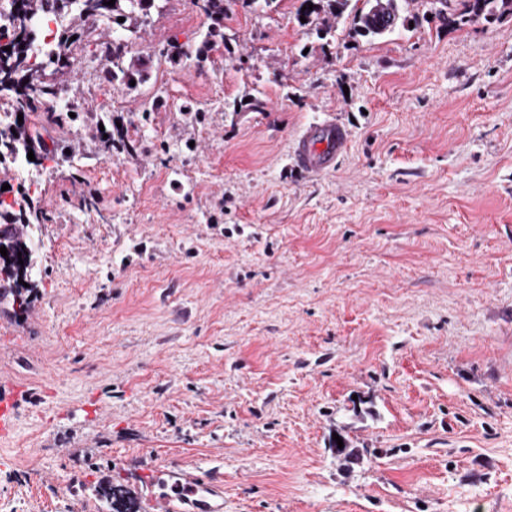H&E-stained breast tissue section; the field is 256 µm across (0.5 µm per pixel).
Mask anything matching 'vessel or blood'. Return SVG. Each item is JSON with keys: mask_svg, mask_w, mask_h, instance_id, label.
<instances>
[{"mask_svg": "<svg viewBox=\"0 0 512 512\" xmlns=\"http://www.w3.org/2000/svg\"><path fill=\"white\" fill-rule=\"evenodd\" d=\"M350 135L347 128L334 120H326L304 128L296 137L289 160L294 168L307 173H323L335 168L336 161L347 153ZM156 476L178 474L185 485L203 491L204 497L185 509L175 503L174 497L165 494H148L147 512H223L218 500L224 495V481L219 471L202 475L190 470L157 464Z\"/></svg>", "mask_w": 512, "mask_h": 512, "instance_id": "b4317fda", "label": "vessel or blood"}]
</instances>
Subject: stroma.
<instances>
[{"mask_svg":"<svg viewBox=\"0 0 512 512\" xmlns=\"http://www.w3.org/2000/svg\"><path fill=\"white\" fill-rule=\"evenodd\" d=\"M300 4L238 0L202 62L194 0L65 9L73 106L0 163L42 216L0 306V512H96L104 475L145 512L149 455L221 466L223 512H512V16L402 0L416 23L367 39L351 0L325 41ZM107 41L146 82L112 86ZM332 114L335 169L285 166ZM109 1L110 0H76V2H81V14L107 17L112 20V23L120 24L122 23L118 22L119 17H123L125 21L133 19V11L130 10L129 13H126L125 6L134 9V3L136 2V5L141 10H145L153 0H115L114 6L104 5V2ZM460 8L444 20L448 25L464 28L479 23H491L505 14H512V0H461Z\"/></svg>","mask_w":512,"mask_h":512,"instance_id":"obj_1","label":"stroma"}]
</instances>
